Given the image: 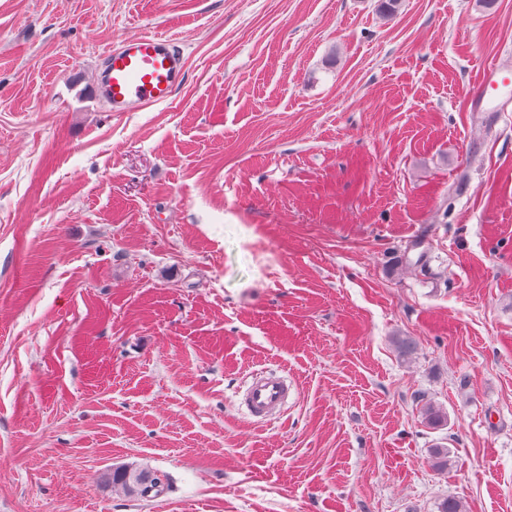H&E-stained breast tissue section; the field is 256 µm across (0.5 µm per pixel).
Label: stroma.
I'll use <instances>...</instances> for the list:
<instances>
[{"label": "stroma", "mask_w": 512, "mask_h": 512, "mask_svg": "<svg viewBox=\"0 0 512 512\" xmlns=\"http://www.w3.org/2000/svg\"><path fill=\"white\" fill-rule=\"evenodd\" d=\"M377 5L0 0V512H512V0ZM145 31L184 78L108 111ZM185 70L174 38L147 32L107 49L95 74L96 90L111 112L168 102ZM511 85L512 70L493 64L488 67V72H485L475 94L481 102L490 105L497 102L502 95L507 94ZM291 390L285 377L267 371L257 372L247 382L243 404L251 418L272 421L280 416ZM154 472L133 468H116L107 473L106 483L120 486L128 495L139 498L161 496L169 488L164 482L161 488H154Z\"/></svg>", "instance_id": "stroma-1"}]
</instances>
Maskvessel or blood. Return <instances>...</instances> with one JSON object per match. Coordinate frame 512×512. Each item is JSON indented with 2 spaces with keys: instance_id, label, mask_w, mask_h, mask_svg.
Returning <instances> with one entry per match:
<instances>
[{
  "instance_id": "b4317fda",
  "label": "vessel or blood",
  "mask_w": 512,
  "mask_h": 512,
  "mask_svg": "<svg viewBox=\"0 0 512 512\" xmlns=\"http://www.w3.org/2000/svg\"><path fill=\"white\" fill-rule=\"evenodd\" d=\"M185 70V58L174 38L152 32L128 37L107 49L95 74L96 90L109 111L127 112L168 102ZM512 90V69L489 66L476 90L479 100L493 104ZM291 387L285 377L261 371L246 385L243 403L251 418L280 416Z\"/></svg>"
}]
</instances>
